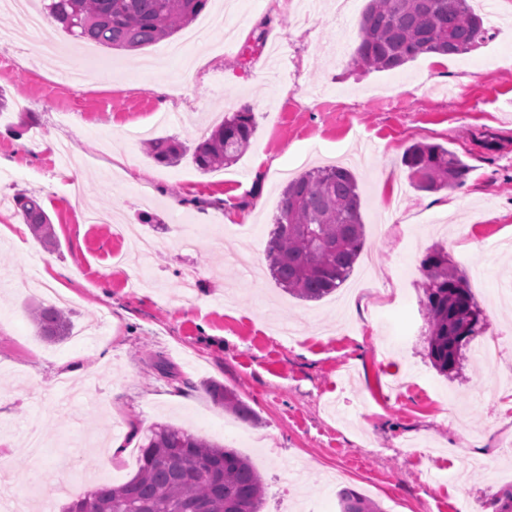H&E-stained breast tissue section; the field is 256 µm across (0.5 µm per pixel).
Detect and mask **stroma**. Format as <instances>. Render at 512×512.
<instances>
[{
  "mask_svg": "<svg viewBox=\"0 0 512 512\" xmlns=\"http://www.w3.org/2000/svg\"><path fill=\"white\" fill-rule=\"evenodd\" d=\"M236 46L221 30L202 48L184 32L138 51L75 50L96 64L83 84L62 89L30 48L35 34L0 10V456L32 512H56L102 483L136 473L130 451L148 430L171 424L236 449L260 472L262 512H339L328 475L381 508L453 512L459 494L479 512L512 497V391L496 388L512 370V0L480 5L489 30L477 49L424 54L389 71L351 64L367 0H239ZM288 62L272 70L275 45ZM191 73L190 90L180 78ZM250 109L256 130L245 153L204 173L191 157L157 163L143 139L168 137L194 148L202 118ZM40 135L35 150L18 141ZM72 141L86 171L80 199L64 186L55 153ZM434 143L467 165L462 184L416 190L406 149ZM348 166L361 188L366 244L336 293L304 301L277 287L265 249L280 193L313 166ZM33 193L52 220L56 245L21 231L14 204ZM183 200L174 211L172 200ZM117 210L112 224L84 223L83 208ZM237 215L225 223L227 212ZM151 214L159 244L142 287L133 264H115L122 227ZM197 236L183 248L185 233ZM466 274L485 329L457 373L427 356L420 263L434 247ZM199 280L185 297L179 272ZM69 298L70 334L41 337L27 310L46 297L31 276ZM297 323L300 336L276 335ZM498 337L497 362L479 359ZM70 379L80 394L56 391ZM216 381L257 414L240 422L205 391ZM38 426L49 446L32 459L25 432ZM120 451H113L116 439Z\"/></svg>",
  "mask_w": 512,
  "mask_h": 512,
  "instance_id": "stroma-1",
  "label": "stroma"
}]
</instances>
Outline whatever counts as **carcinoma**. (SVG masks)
<instances>
[{"label": "carcinoma", "instance_id": "1", "mask_svg": "<svg viewBox=\"0 0 512 512\" xmlns=\"http://www.w3.org/2000/svg\"><path fill=\"white\" fill-rule=\"evenodd\" d=\"M208 0H47L43 9L62 30L82 42L106 48L142 49L167 39L193 22ZM483 18L469 0H368L362 12L360 42L353 64L388 71L422 54L460 55L487 38ZM255 131L248 109L224 117L194 148L193 162L204 173L235 161ZM157 162L174 164L187 149L172 138L148 141ZM404 163L415 188L435 191L459 184L467 165L440 144L418 142ZM16 206L23 223L48 244L52 224L39 199L20 194ZM361 197L354 173L343 166L309 169L284 188L266 249L271 277L286 293L318 301L349 279L365 245ZM423 299L428 323V357L442 374L458 369L474 336L484 328L482 310L466 277L441 248L421 262ZM30 319L45 339L69 335L70 323L55 305L38 304ZM206 391L245 424L253 409L238 394L219 384ZM139 468L121 485L100 484L64 512H261L265 487L251 461L235 449L158 425L139 446ZM341 512H381L356 491L339 492Z\"/></svg>", "mask_w": 512, "mask_h": 512}]
</instances>
